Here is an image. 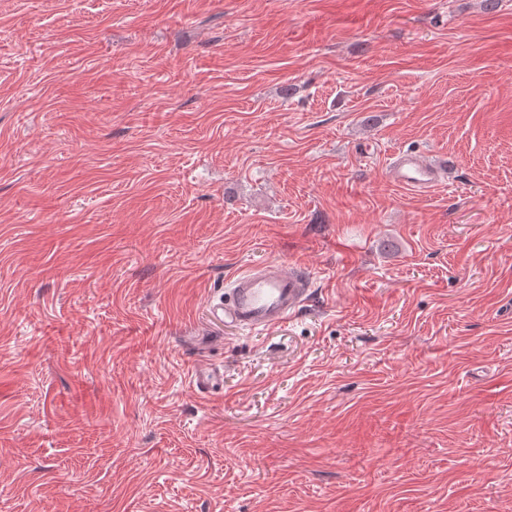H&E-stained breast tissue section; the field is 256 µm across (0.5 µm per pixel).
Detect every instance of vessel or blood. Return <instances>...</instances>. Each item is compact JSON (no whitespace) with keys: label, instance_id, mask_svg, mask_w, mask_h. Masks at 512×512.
Segmentation results:
<instances>
[{"label":"vessel or blood","instance_id":"b4317fda","mask_svg":"<svg viewBox=\"0 0 512 512\" xmlns=\"http://www.w3.org/2000/svg\"><path fill=\"white\" fill-rule=\"evenodd\" d=\"M395 185L427 192L443 182L440 169L414 151L398 152L388 167ZM311 296V273L301 264L285 267L271 261L254 266L235 276L221 303L211 305L216 319H228L249 331H267L284 325L306 307Z\"/></svg>","mask_w":512,"mask_h":512}]
</instances>
